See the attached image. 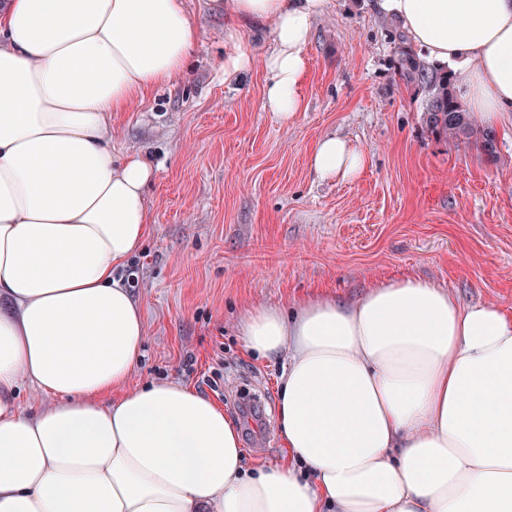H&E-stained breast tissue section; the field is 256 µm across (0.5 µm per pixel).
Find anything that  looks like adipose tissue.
I'll return each mask as SVG.
<instances>
[{"mask_svg": "<svg viewBox=\"0 0 512 512\" xmlns=\"http://www.w3.org/2000/svg\"><path fill=\"white\" fill-rule=\"evenodd\" d=\"M325 0H207L224 80L271 23L265 104L303 109ZM486 126L512 112V0H380ZM183 0H0V512H512V319L408 275L294 315L244 310L247 352L283 361L285 462L253 466L223 408L182 382L126 390L142 355L120 271L141 247L154 168L112 152V117L180 76ZM368 158L328 136L320 180ZM51 397L23 408L22 385ZM123 389L120 398L112 392Z\"/></svg>", "mask_w": 512, "mask_h": 512, "instance_id": "ef3b65f1", "label": "adipose tissue"}]
</instances>
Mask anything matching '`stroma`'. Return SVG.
I'll return each mask as SVG.
<instances>
[{
  "label": "stroma",
  "instance_id": "1",
  "mask_svg": "<svg viewBox=\"0 0 512 512\" xmlns=\"http://www.w3.org/2000/svg\"><path fill=\"white\" fill-rule=\"evenodd\" d=\"M184 3L199 22L184 75L112 118L114 155L140 150L155 166L132 290L145 340L128 388L175 379L232 418L244 385L275 420L281 364L245 351L239 313L352 303L408 274L512 316V112L490 152L432 134L424 92L397 71V21L378 0H327L305 49V108L283 120L265 106L269 27L242 30L254 60L228 86L224 19ZM326 136L366 153L360 178L318 179L309 159Z\"/></svg>",
  "mask_w": 512,
  "mask_h": 512
}]
</instances>
